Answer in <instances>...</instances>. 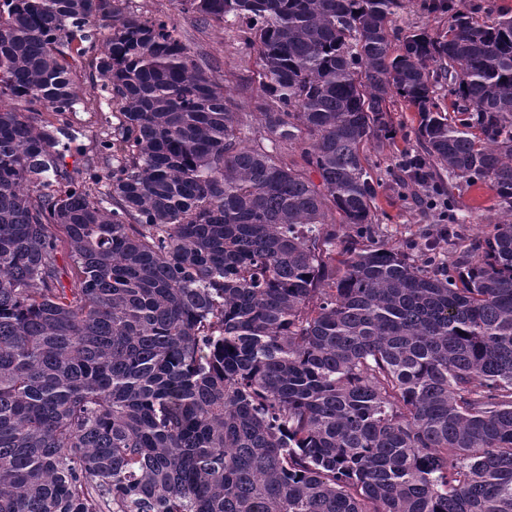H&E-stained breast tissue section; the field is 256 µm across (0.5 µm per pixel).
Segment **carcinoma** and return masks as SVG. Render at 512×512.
<instances>
[{
	"mask_svg": "<svg viewBox=\"0 0 512 512\" xmlns=\"http://www.w3.org/2000/svg\"><path fill=\"white\" fill-rule=\"evenodd\" d=\"M124 2L0 0V512H512V17L178 0L246 25L237 112ZM80 60L119 117L70 173ZM395 95L399 182L503 205L456 258L374 240ZM405 8L395 18V26L403 33L412 29L425 28L429 33L448 30V12L428 13L423 8V0H404ZM394 126L397 134L395 137L394 152L397 153L404 151L409 148L416 146L415 132L418 128V114L413 110L405 106V104L399 100L394 103Z\"/></svg>",
	"mask_w": 512,
	"mask_h": 512,
	"instance_id": "obj_1",
	"label": "carcinoma"
}]
</instances>
